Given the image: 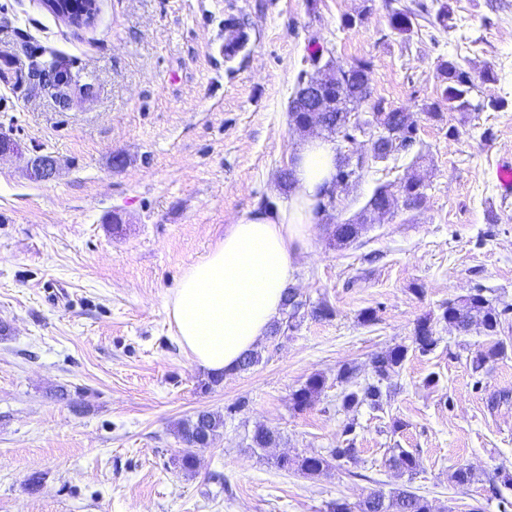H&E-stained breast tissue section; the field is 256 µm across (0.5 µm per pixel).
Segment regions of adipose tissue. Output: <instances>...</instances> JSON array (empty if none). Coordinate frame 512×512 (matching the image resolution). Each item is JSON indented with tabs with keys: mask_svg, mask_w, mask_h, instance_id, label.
Listing matches in <instances>:
<instances>
[{
	"mask_svg": "<svg viewBox=\"0 0 512 512\" xmlns=\"http://www.w3.org/2000/svg\"><path fill=\"white\" fill-rule=\"evenodd\" d=\"M285 207L230 225L205 258L188 265L169 312L178 341L213 374L236 373L279 320L284 294L295 280L293 255L310 242L313 207L336 172V152L320 139L302 142Z\"/></svg>",
	"mask_w": 512,
	"mask_h": 512,
	"instance_id": "obj_1",
	"label": "adipose tissue"
}]
</instances>
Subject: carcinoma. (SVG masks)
<instances>
[{
    "instance_id": "1",
    "label": "carcinoma",
    "mask_w": 512,
    "mask_h": 512,
    "mask_svg": "<svg viewBox=\"0 0 512 512\" xmlns=\"http://www.w3.org/2000/svg\"><path fill=\"white\" fill-rule=\"evenodd\" d=\"M415 10L409 7L391 9L392 28L402 34L413 26ZM324 48L318 47L309 55L312 72L300 76L294 92L295 105L290 107L291 124L299 131L305 132L317 127L329 136H335L346 130L350 113L358 111L362 104H372V110L379 116V121L393 138L378 145L382 153L381 159L389 158L399 150H407L416 143L418 120L414 116L389 105L382 98H373L372 71L373 64L369 60L359 59L343 67L331 61L322 62ZM439 70L443 78L440 97L422 105V113L429 119L441 120L444 112H488L508 108L505 98L485 99L479 94L478 82L494 81L496 74L491 67H486L479 77H474L456 60L450 58L439 62ZM427 185L416 174L407 177L397 188L389 186L377 188L366 205L362 214L374 210H391L397 198L408 200L419 207L426 202ZM367 224V219L360 222H344L334 227L335 241L346 244L359 237ZM305 303L299 300L296 291L288 289L283 302V311L287 319H293ZM502 312L492 301L483 295L481 290L453 300L443 307L441 319L454 326L460 332H467L474 325L481 326L486 335L495 336L499 332ZM414 343L423 354L433 350L437 344L434 331L429 320L418 322L415 330ZM508 351V343L499 340L492 347L480 351L472 359L475 370L482 368L487 360L504 356ZM408 353L404 347H396L378 354L373 358L372 368L376 381L357 386V389L343 393L342 405L353 408L367 405L374 410L382 408L383 393L381 383L389 378L402 365ZM326 384L320 374L310 376L299 389L292 393L294 408L303 410L313 404ZM224 427V416L208 410H202L190 419L179 424L178 434L185 445L184 453L177 460L178 468L185 473L196 470L195 449L207 448L214 441L220 428ZM277 436L264 428H258L251 437V447L270 448ZM357 462V449L349 445L345 448H334L330 455L314 454L294 461V465L305 475L318 476L333 467V462ZM390 464L396 470L410 475L420 467L417 457L403 449L396 448L390 457ZM330 512H432L427 499L410 490L402 489L387 496L381 491L369 493L355 505L343 500L334 502Z\"/></svg>"
}]
</instances>
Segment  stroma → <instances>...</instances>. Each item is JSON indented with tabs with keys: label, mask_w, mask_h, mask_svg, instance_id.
<instances>
[{
	"label": "stroma",
	"mask_w": 512,
	"mask_h": 512,
	"mask_svg": "<svg viewBox=\"0 0 512 512\" xmlns=\"http://www.w3.org/2000/svg\"><path fill=\"white\" fill-rule=\"evenodd\" d=\"M419 1L426 14L400 34L385 0H97L85 28L41 0H0V130L25 149L0 152V512H327L399 488L433 512L512 502V485L489 490L498 467L512 471V350L477 372L470 363L495 340L512 343V194L496 178L512 159V107L421 114L448 57L475 75L493 67L484 96L512 100V0H447L453 26L440 32L437 0H400ZM345 15L356 27L340 28ZM228 17L253 39L229 61L211 47ZM318 45L340 66L372 61L374 96L418 117L411 149L369 162L339 192L336 221L413 173L427 201L344 245L317 223L296 257L305 307L294 328L214 385L179 345L167 304L228 225L287 202L278 176L303 139L288 105ZM49 58L89 90L56 98L35 70ZM39 152L57 162L46 182L24 163ZM477 288L507 311L498 337L439 319ZM321 302L332 316H311ZM426 318L437 345L423 354L414 334ZM397 346L408 354L383 383L382 408L344 410L338 371L373 381V358ZM316 373L322 393L294 409ZM201 410L224 427L186 474L177 424ZM259 427L276 447L251 449ZM350 444L357 464L320 476L276 465ZM396 448L418 458L416 475L390 467ZM461 466L475 474L465 488L450 480ZM326 384L321 374L310 376L299 389L293 392L292 402L295 409L303 410L311 406Z\"/></svg>",
	"instance_id": "stroma-1"
}]
</instances>
